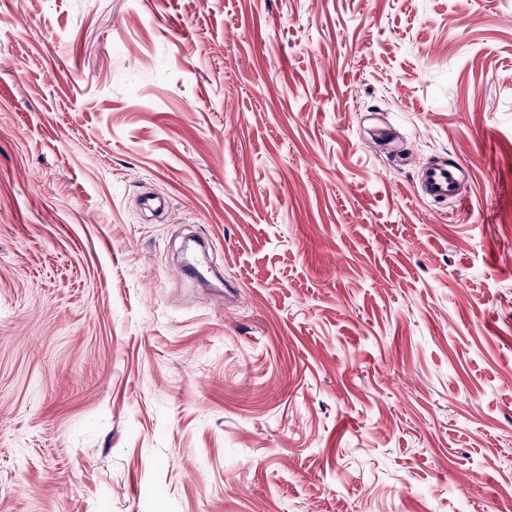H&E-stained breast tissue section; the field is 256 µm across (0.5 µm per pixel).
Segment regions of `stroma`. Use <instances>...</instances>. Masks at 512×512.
I'll use <instances>...</instances> for the list:
<instances>
[{"mask_svg":"<svg viewBox=\"0 0 512 512\" xmlns=\"http://www.w3.org/2000/svg\"><path fill=\"white\" fill-rule=\"evenodd\" d=\"M0 512H512V0H0ZM458 168L455 164H435L420 171L419 192L435 201L458 196Z\"/></svg>","mask_w":512,"mask_h":512,"instance_id":"stroma-1","label":"stroma"}]
</instances>
